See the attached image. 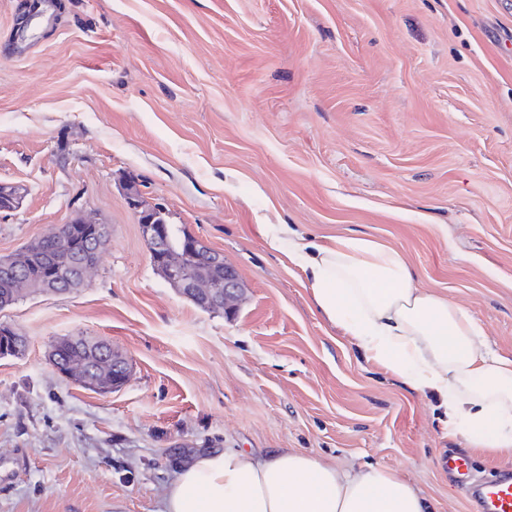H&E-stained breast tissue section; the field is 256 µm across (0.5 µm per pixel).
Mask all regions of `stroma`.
<instances>
[{"label": "stroma", "instance_id": "1", "mask_svg": "<svg viewBox=\"0 0 512 512\" xmlns=\"http://www.w3.org/2000/svg\"><path fill=\"white\" fill-rule=\"evenodd\" d=\"M0 0V256L68 222L111 237L87 287L0 310V512H162L168 450L298 448L383 466L470 512L439 466L512 462L449 435L437 401L368 362L267 227L378 239L512 358V0ZM234 267L232 316L157 272L124 185ZM92 336L132 364L97 394L48 361ZM24 192L19 185L0 183V213H10L19 208Z\"/></svg>", "mask_w": 512, "mask_h": 512}]
</instances>
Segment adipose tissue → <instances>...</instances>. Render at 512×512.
Returning <instances> with one entry per match:
<instances>
[{"label": "adipose tissue", "instance_id": "1", "mask_svg": "<svg viewBox=\"0 0 512 512\" xmlns=\"http://www.w3.org/2000/svg\"><path fill=\"white\" fill-rule=\"evenodd\" d=\"M269 248L306 276L326 320L369 360L441 400L449 433L512 461V359L490 352L479 322L416 287L403 254L366 237L324 246L268 227ZM163 512H425L421 494L381 466L352 472L297 448L197 456L169 486Z\"/></svg>", "mask_w": 512, "mask_h": 512}]
</instances>
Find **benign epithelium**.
<instances>
[{
    "label": "benign epithelium",
    "instance_id": "obj_1",
    "mask_svg": "<svg viewBox=\"0 0 512 512\" xmlns=\"http://www.w3.org/2000/svg\"><path fill=\"white\" fill-rule=\"evenodd\" d=\"M24 192L18 185L0 183V213H10L19 208ZM127 204L138 218L143 235L149 245L154 264L163 271L167 280L194 295L210 309H221L227 316L235 315L245 292V285L230 265L222 264L221 255L208 247L201 239L190 236L185 251L179 254L165 253L166 227L157 223L156 213L160 205L147 207L137 189L129 190ZM65 252L64 263L48 271L41 278L39 287L46 293L57 292V277L65 275L69 284L80 288L87 283L96 261L84 257V253H97L109 239L110 225L97 219L78 216L62 225L53 233ZM27 252L21 251L0 258V268L10 272L20 288H30L33 282L25 277ZM224 266V272L216 269ZM101 362L96 367L79 360H70L62 366V375L76 381L82 388L98 393H109L122 388L129 379L131 364L120 355H108L101 350Z\"/></svg>",
    "mask_w": 512,
    "mask_h": 512
}]
</instances>
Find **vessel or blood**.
Returning a JSON list of instances; mask_svg holds the SVG:
<instances>
[{
	"label": "vessel or blood",
	"mask_w": 512,
	"mask_h": 512,
	"mask_svg": "<svg viewBox=\"0 0 512 512\" xmlns=\"http://www.w3.org/2000/svg\"><path fill=\"white\" fill-rule=\"evenodd\" d=\"M440 467L463 492L475 512H512V471L478 480L473 476L469 458L454 452L441 460Z\"/></svg>",
	"instance_id": "obj_1"
}]
</instances>
